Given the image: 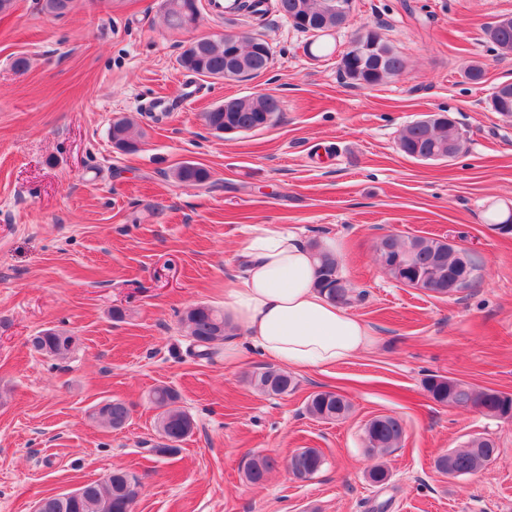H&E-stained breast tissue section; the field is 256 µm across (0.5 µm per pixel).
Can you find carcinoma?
<instances>
[{
  "label": "carcinoma",
  "mask_w": 512,
  "mask_h": 512,
  "mask_svg": "<svg viewBox=\"0 0 512 512\" xmlns=\"http://www.w3.org/2000/svg\"><path fill=\"white\" fill-rule=\"evenodd\" d=\"M340 0H233L228 6L231 17L225 24L233 25L239 18H249L256 24L264 23L266 17L275 12L303 33L308 32L299 18H308L318 28L338 27V13L334 7ZM74 0H44L42 9L51 16L60 17L73 8ZM164 22L168 29L181 32L190 22L200 16L198 0H163ZM488 40L496 50L503 46L512 47V27L501 28L493 24L486 28ZM309 56L318 58L334 52L324 42V37L311 35L306 46ZM380 60L361 62V57L352 59L343 56L339 70L343 78L355 86H378L406 72L407 62L391 44L379 42ZM274 61L270 44L258 33H240L233 45L224 37L214 35L195 40V46L184 49L179 56V66L189 72L212 78L242 80L258 76ZM280 112L279 100L271 94L227 98L209 111L203 113L205 126L212 131L224 129L230 123L246 132L260 130L272 124ZM133 121L121 116L113 119L110 127L112 143L120 150L134 152L138 140L133 134ZM455 140L461 145L460 152L466 151V142L461 136L456 121L424 127L414 121L407 124L399 134L397 145L404 155L438 156L442 161L448 158V141ZM211 177L208 169L192 162L180 165L175 171L178 182L187 187H203ZM316 252V285L328 299L338 305H349L353 301L352 288L336 287L340 277L336 257L322 252L313 244ZM376 259L385 273L395 282L425 290L438 295H451L460 287H469L474 279L476 265L465 250L447 242L425 236L388 233L379 237L374 245ZM463 279L462 286L448 287V273ZM181 321L191 337L193 354L206 358L213 353L227 333L224 313L206 305L189 307ZM33 349L47 357L67 358L77 346V338L64 330L49 328L31 340ZM250 383L261 393L279 396L295 388L294 379L288 372L267 367L251 376ZM424 389L434 402L463 409L480 408V414L503 421L512 420V393L495 389L478 390L473 386L441 375H430L424 381ZM178 392L168 386H158L149 393V402L157 411L155 429L163 441L158 443L155 453L166 456L180 451L178 443L189 437L194 429L193 418L178 405ZM351 409L349 401L335 391H317L309 395L306 412L309 416L326 421H337L347 417ZM130 417L127 404L119 399L101 405L94 414L97 423L118 430ZM401 419L392 415H380L371 419L364 427L365 452L370 456H383L396 447L404 435ZM494 440L478 437L467 448L439 456L436 469L450 477L474 473L497 455ZM291 473L298 479L312 477L325 464V456L317 448H303L294 452L288 460ZM277 466L269 456H257L250 460L245 470L246 479L260 484ZM137 482L127 473L117 470L102 480L83 485L82 497L63 508L56 507L53 496L41 499L42 512H134L138 496Z\"/></svg>",
  "instance_id": "obj_1"
}]
</instances>
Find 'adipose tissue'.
<instances>
[{"mask_svg": "<svg viewBox=\"0 0 512 512\" xmlns=\"http://www.w3.org/2000/svg\"><path fill=\"white\" fill-rule=\"evenodd\" d=\"M240 254L242 274L226 293L224 315L265 359L322 368L370 346L367 326L318 291L312 252L296 233L253 225Z\"/></svg>", "mask_w": 512, "mask_h": 512, "instance_id": "1", "label": "adipose tissue"}]
</instances>
